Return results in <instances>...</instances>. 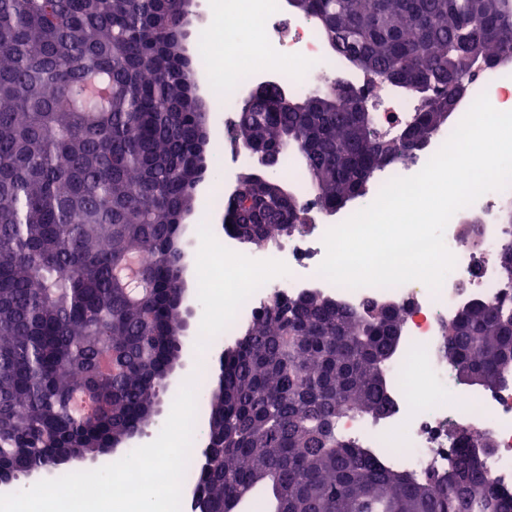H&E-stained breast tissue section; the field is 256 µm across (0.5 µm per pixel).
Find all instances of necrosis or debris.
<instances>
[{"label": "necrosis or debris", "instance_id": "4bbe7bcc", "mask_svg": "<svg viewBox=\"0 0 512 512\" xmlns=\"http://www.w3.org/2000/svg\"><path fill=\"white\" fill-rule=\"evenodd\" d=\"M229 13L242 16L248 26L234 30L208 24L199 33L206 59L222 57L237 91L260 80L268 69L280 68L291 77L293 90H301V75L316 71L327 86L354 82V71L326 49L317 27L303 16L287 17L276 0H226ZM220 97L216 106L224 114L225 128H233L238 99ZM487 95L498 110H512V76L490 68L469 78L466 94L456 103L457 117H464L479 95ZM411 93L382 84L373 110L381 129L402 123L415 111ZM504 191H490L456 212L449 221L444 241L456 263L439 292L411 281L392 288L365 286L349 289L320 276L318 267L326 255L327 230L346 220V213L330 212L310 202L304 213L310 224L305 232L291 233L274 250H244L236 265L224 264L223 250L235 248L234 240L197 255L195 261L209 274V298L223 303L224 313L205 324L213 343L231 335L234 326L263 310L276 294L291 296L316 289L337 297L348 306L361 308L367 301L394 300L406 309L403 345L391 366V407L382 417L351 416L339 429L365 448L380 450V461L419 479L431 471L447 470L452 459V427H467L486 435L493 446L484 461L497 487L512 492V380L492 389L456 386L452 369L441 354L445 328L459 311L477 300L512 301V289L504 287L498 256L512 244V225L500 221ZM479 218L477 244L462 242L458 228ZM269 271L262 284H254L251 271Z\"/></svg>", "mask_w": 512, "mask_h": 512}]
</instances>
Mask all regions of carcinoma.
Wrapping results in <instances>:
<instances>
[{
	"label": "carcinoma",
	"mask_w": 512,
	"mask_h": 512,
	"mask_svg": "<svg viewBox=\"0 0 512 512\" xmlns=\"http://www.w3.org/2000/svg\"><path fill=\"white\" fill-rule=\"evenodd\" d=\"M342 61L423 96L396 137L338 85L281 105L282 82L240 102L247 186L224 200L238 242L300 223V196L257 163L291 157L321 206L366 195L375 171L427 149L459 80L512 55V0H295ZM184 0H0V469L110 452L143 432L181 359V230L208 168ZM401 304L275 296L196 374L210 414L195 512H512L461 428L448 471L383 466L337 430L391 406ZM458 382L512 379V306L476 302L446 329Z\"/></svg>",
	"instance_id": "cac0c4a2"
}]
</instances>
